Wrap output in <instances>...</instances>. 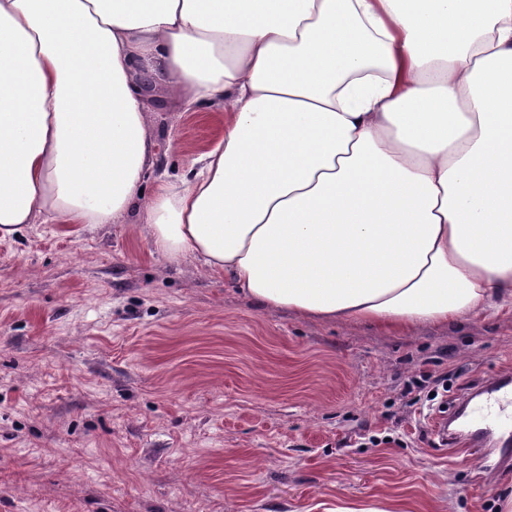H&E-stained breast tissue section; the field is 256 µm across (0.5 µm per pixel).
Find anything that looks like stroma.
Returning <instances> with one entry per match:
<instances>
[{
	"label": "stroma",
	"mask_w": 512,
	"mask_h": 512,
	"mask_svg": "<svg viewBox=\"0 0 512 512\" xmlns=\"http://www.w3.org/2000/svg\"><path fill=\"white\" fill-rule=\"evenodd\" d=\"M159 168L186 177L224 110L157 87ZM180 145L171 151L170 142ZM512 373V307L382 331L266 312L147 225L0 239V512H501L512 459L417 421Z\"/></svg>",
	"instance_id": "stroma-1"
}]
</instances>
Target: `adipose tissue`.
Returning <instances> with one entry per match:
<instances>
[{
	"mask_svg": "<svg viewBox=\"0 0 512 512\" xmlns=\"http://www.w3.org/2000/svg\"><path fill=\"white\" fill-rule=\"evenodd\" d=\"M159 86L224 108L192 179L157 168ZM131 212L263 310L512 302V0H0V237Z\"/></svg>",
	"mask_w": 512,
	"mask_h": 512,
	"instance_id": "adipose-tissue-1",
	"label": "adipose tissue"
}]
</instances>
